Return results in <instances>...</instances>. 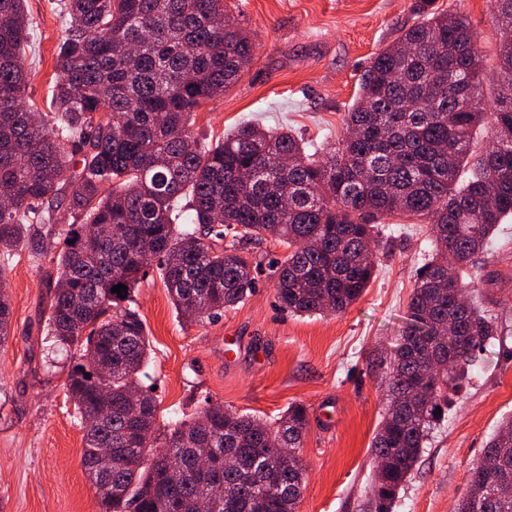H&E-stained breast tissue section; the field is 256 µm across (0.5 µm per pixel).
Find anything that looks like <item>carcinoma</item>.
Returning a JSON list of instances; mask_svg holds the SVG:
<instances>
[{
	"mask_svg": "<svg viewBox=\"0 0 512 512\" xmlns=\"http://www.w3.org/2000/svg\"><path fill=\"white\" fill-rule=\"evenodd\" d=\"M498 95L486 111L483 57L464 15L431 12L364 71L338 142L309 149L287 129L244 124L209 144L195 112L253 60V43L224 0H64L56 112L24 104L30 70L24 0H0V277L12 250L59 248L47 334L73 352L66 389L84 430L81 464L105 512H296L304 487L307 408L267 422L207 402L158 431V402L129 386L150 359L137 310L116 285L146 273L150 248L178 314L202 323L255 288L249 246L288 248L273 271L283 308L336 315L375 274L368 245L387 217L430 224L435 254L419 273L408 325L380 364L386 412L373 438L372 512H393L435 412L497 327L470 302L467 269L512 216V0H491ZM488 145L473 151L476 129ZM81 164L68 185L60 176ZM185 209L192 223L176 224ZM74 223H58L59 211ZM11 303L0 291V347ZM435 366L425 398L414 393ZM139 432L145 444L132 446ZM112 448V466L97 449ZM210 450L209 475L195 468ZM182 479L167 482L168 458ZM512 420L489 440L453 512H512Z\"/></svg>",
	"mask_w": 512,
	"mask_h": 512,
	"instance_id": "carcinoma-1",
	"label": "carcinoma"
}]
</instances>
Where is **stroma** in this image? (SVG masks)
<instances>
[{
	"label": "stroma",
	"mask_w": 512,
	"mask_h": 512,
	"mask_svg": "<svg viewBox=\"0 0 512 512\" xmlns=\"http://www.w3.org/2000/svg\"><path fill=\"white\" fill-rule=\"evenodd\" d=\"M254 43V59L223 95L195 116L214 143L240 124L288 128L314 145L336 142L372 57L424 12L464 14L484 56L485 102L497 88V24L490 0H226ZM60 0H26L31 23V105L51 108L65 21ZM432 251L423 219L384 221L375 275L346 312L297 315L277 300L270 264L286 250L251 246L252 294L220 318L188 323L156 267L129 297L145 323L151 362L140 376L154 390L158 423L195 413L204 401L276 420L304 404L306 484L297 512H371L376 463L371 442L386 399L378 362L407 323L413 275ZM51 257L14 252L0 287L12 307L0 348V512H103L81 466L83 432L66 396L72 356L49 351L43 311L53 288ZM471 290L498 334L477 350L451 396L393 512H451L471 468L500 423L512 417V219L500 224L474 266Z\"/></svg>",
	"instance_id": "35a3bbf8"
}]
</instances>
